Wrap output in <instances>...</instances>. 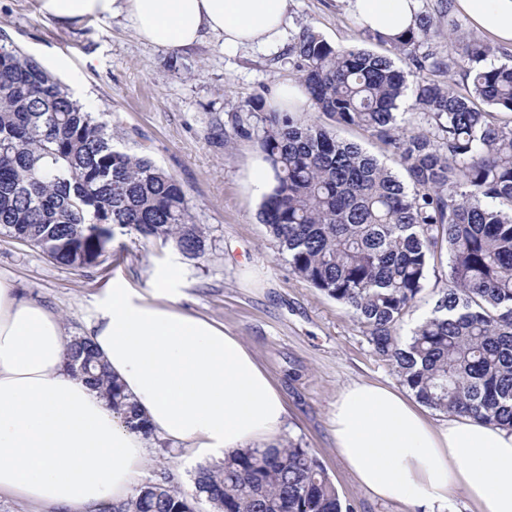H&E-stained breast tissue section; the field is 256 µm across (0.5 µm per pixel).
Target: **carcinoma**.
<instances>
[{
  "instance_id": "cac0c4a2",
  "label": "carcinoma",
  "mask_w": 512,
  "mask_h": 512,
  "mask_svg": "<svg viewBox=\"0 0 512 512\" xmlns=\"http://www.w3.org/2000/svg\"><path fill=\"white\" fill-rule=\"evenodd\" d=\"M448 31L419 12L389 38L430 77L413 89L429 131H404L408 84L391 57L332 47L306 29L290 49L311 103L336 123L382 142L409 177L358 144L294 112H272L258 135L274 186L260 221L292 272L345 305L374 355L419 402L512 430V67H485L493 48L448 8ZM454 43L441 56L430 45ZM470 65L467 94L433 79ZM0 233L75 270L112 258L116 234L173 244L201 258L207 236L182 185L146 155L112 144V129L33 57L0 45ZM448 255V287L410 335L400 324L421 299L429 270ZM71 368L106 400L127 406L89 339H69ZM188 497L174 475L136 484L112 512H353L319 458L292 442L201 466Z\"/></svg>"
}]
</instances>
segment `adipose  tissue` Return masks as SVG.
<instances>
[{"mask_svg":"<svg viewBox=\"0 0 512 512\" xmlns=\"http://www.w3.org/2000/svg\"><path fill=\"white\" fill-rule=\"evenodd\" d=\"M362 27L385 36L415 25L420 0H347ZM292 0H40L72 23L125 17L144 42L180 49L207 36L225 50L281 43ZM473 26L512 44V0H456ZM168 281L141 294L113 281L87 336L152 433L131 430L68 367L60 316L19 296L0 274V495L45 512H95L126 499L142 475L147 439L220 462L276 448L285 402L242 341L223 324L171 305ZM347 469L373 498L447 512L463 492L475 512H512V430L466 416L433 423L396 388L356 383L329 411Z\"/></svg>","mask_w":512,"mask_h":512,"instance_id":"obj_1","label":"adipose tissue"}]
</instances>
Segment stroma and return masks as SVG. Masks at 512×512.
<instances>
[{
	"mask_svg": "<svg viewBox=\"0 0 512 512\" xmlns=\"http://www.w3.org/2000/svg\"><path fill=\"white\" fill-rule=\"evenodd\" d=\"M309 29L331 46L389 54L362 33L346 0H293L288 37ZM0 36L38 60L112 129V143L150 156L184 188L195 223L208 231L196 260L133 235L117 236L102 266L77 271L0 235V273L27 298L54 309L68 334L93 320L115 278L141 290L177 270L180 307L223 324L253 351L287 409L284 441L312 449L342 500L356 512H412L371 497L333 441L329 408L358 382L399 385L358 322L336 300L294 275L258 218L262 198L247 185L260 160L257 135L275 84L294 82L287 47L225 52L220 40L183 50L142 42L121 17L59 23L39 0H0ZM197 466L183 449L152 448L145 475L174 474L189 489Z\"/></svg>",
	"mask_w": 512,
	"mask_h": 512,
	"instance_id": "35a3bbf8",
	"label": "stroma"
}]
</instances>
